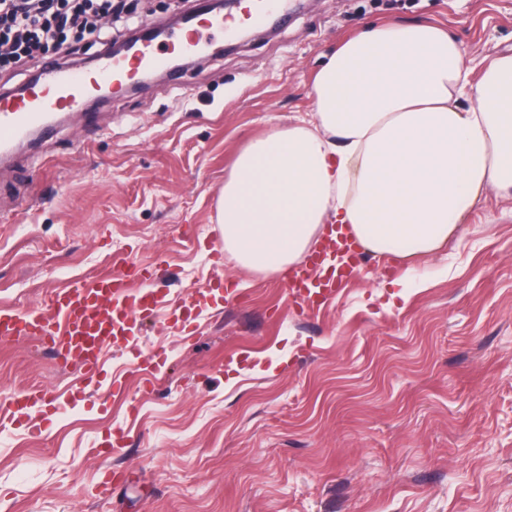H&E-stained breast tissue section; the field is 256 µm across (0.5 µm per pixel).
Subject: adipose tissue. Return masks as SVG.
I'll return each instance as SVG.
<instances>
[{
	"instance_id": "ef3b65f1",
	"label": "adipose tissue",
	"mask_w": 512,
	"mask_h": 512,
	"mask_svg": "<svg viewBox=\"0 0 512 512\" xmlns=\"http://www.w3.org/2000/svg\"><path fill=\"white\" fill-rule=\"evenodd\" d=\"M459 42L374 25L311 88L314 118L251 140L224 182V251L249 271L300 263L323 225L381 255H427L487 190L512 196V54L470 82Z\"/></svg>"
}]
</instances>
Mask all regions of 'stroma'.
I'll return each mask as SVG.
<instances>
[{"instance_id":"1","label":"stroma","mask_w":512,"mask_h":512,"mask_svg":"<svg viewBox=\"0 0 512 512\" xmlns=\"http://www.w3.org/2000/svg\"><path fill=\"white\" fill-rule=\"evenodd\" d=\"M194 8L130 0L102 29ZM373 22L445 27L476 71L512 52V0H301L273 31L113 93L0 165V307L43 304L111 252L186 300L224 245L239 152L309 118L325 58ZM222 276L230 302L181 330L156 313L108 351L100 397L0 436V512H512L511 197L487 191L432 254L372 256L316 312L289 301L287 272L228 259ZM80 378L36 340L0 341V408Z\"/></svg>"}]
</instances>
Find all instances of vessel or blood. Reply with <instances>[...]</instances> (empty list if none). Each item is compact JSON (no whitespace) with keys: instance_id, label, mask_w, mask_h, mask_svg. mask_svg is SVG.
Masks as SVG:
<instances>
[{"instance_id":"1","label":"vessel or blood","mask_w":512,"mask_h":512,"mask_svg":"<svg viewBox=\"0 0 512 512\" xmlns=\"http://www.w3.org/2000/svg\"><path fill=\"white\" fill-rule=\"evenodd\" d=\"M228 28L223 15L199 14L188 17L177 31L164 37L139 36L126 58L118 60L108 52L98 56L89 72L45 62L35 84L0 97V153L9 154L31 131L48 127L60 115L88 112L97 86L125 87L132 74L161 66L167 52L200 51ZM359 260L357 248H340L335 240H326L321 255L309 259L291 277L288 290L292 302L309 310L323 307L356 272ZM115 263L116 272L102 273L90 281L71 280L40 307L27 311L0 308L1 337L37 340L63 363L78 365L82 378L81 389L63 401L40 390L14 397L10 403L12 424L28 420L32 409L53 415L63 403L75 404L95 395L101 386L106 347L129 342L141 331L142 319L153 312L157 298L142 288L143 274L134 262L119 257ZM222 286L221 275L212 276L190 301L174 309V322H187L193 311L215 303Z\"/></svg>"}]
</instances>
